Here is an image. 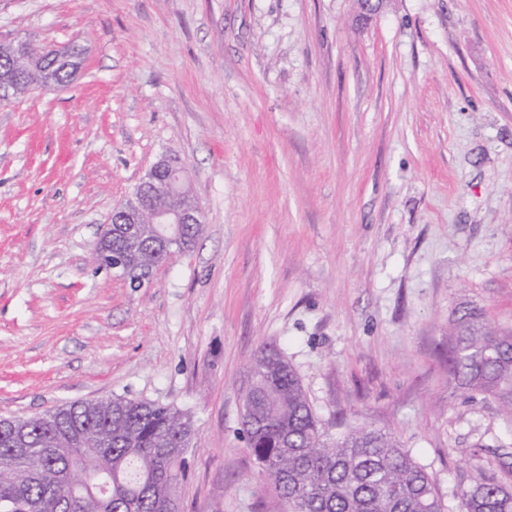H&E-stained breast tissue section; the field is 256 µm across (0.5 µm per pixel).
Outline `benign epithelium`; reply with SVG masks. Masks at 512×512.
<instances>
[{
	"label": "benign epithelium",
	"mask_w": 512,
	"mask_h": 512,
	"mask_svg": "<svg viewBox=\"0 0 512 512\" xmlns=\"http://www.w3.org/2000/svg\"><path fill=\"white\" fill-rule=\"evenodd\" d=\"M52 57L67 63L75 73L80 68L81 57L68 48L53 49ZM202 224L201 205L185 186V166L163 156L113 209L105 229L108 237L125 236L133 246L152 235L157 251L167 257L181 248L187 227L199 232Z\"/></svg>",
	"instance_id": "1"
}]
</instances>
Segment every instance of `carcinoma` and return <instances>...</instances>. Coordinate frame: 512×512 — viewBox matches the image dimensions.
I'll list each match as a JSON object with an SVG mask.
<instances>
[{
	"label": "carcinoma",
	"instance_id": "cac0c4a2",
	"mask_svg": "<svg viewBox=\"0 0 512 512\" xmlns=\"http://www.w3.org/2000/svg\"><path fill=\"white\" fill-rule=\"evenodd\" d=\"M51 48L0 44L7 105L37 89L34 67ZM132 267L154 265L152 246L112 239ZM448 375L459 388L495 400L512 421V331L458 311L448 333ZM241 431L283 512H445L431 477L394 436L367 427L326 438L301 381L274 347L261 348L244 390ZM194 434L171 406L114 397L27 418L0 419V512H177ZM20 436L27 451L14 442ZM108 473V492L88 485ZM459 512H512V490L483 480L460 493Z\"/></svg>",
	"mask_w": 512,
	"mask_h": 512
}]
</instances>
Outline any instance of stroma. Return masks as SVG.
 <instances>
[{
    "mask_svg": "<svg viewBox=\"0 0 512 512\" xmlns=\"http://www.w3.org/2000/svg\"><path fill=\"white\" fill-rule=\"evenodd\" d=\"M0 0L79 43L0 105V418L126 397L190 414L179 512H280L241 432L262 346L328 437L391 432L447 512L512 490V423L448 380L460 306L512 329V0ZM203 210L130 287L91 256L160 157ZM460 512H512V490L483 480L460 493Z\"/></svg>",
    "mask_w": 512,
    "mask_h": 512,
    "instance_id": "obj_1",
    "label": "stroma"
}]
</instances>
